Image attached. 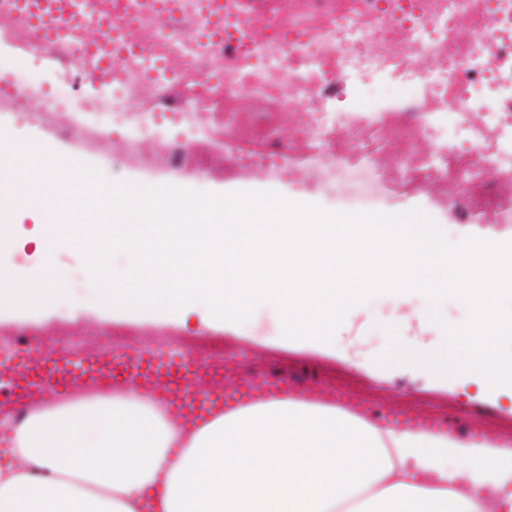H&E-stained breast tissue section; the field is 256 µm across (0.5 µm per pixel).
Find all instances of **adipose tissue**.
I'll use <instances>...</instances> for the list:
<instances>
[{"label":"adipose tissue","mask_w":512,"mask_h":512,"mask_svg":"<svg viewBox=\"0 0 512 512\" xmlns=\"http://www.w3.org/2000/svg\"><path fill=\"white\" fill-rule=\"evenodd\" d=\"M0 435V512H512V448L285 395L180 428L123 386Z\"/></svg>","instance_id":"ef3b65f1"}]
</instances>
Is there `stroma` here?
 Wrapping results in <instances>:
<instances>
[{"label":"stroma","mask_w":512,"mask_h":512,"mask_svg":"<svg viewBox=\"0 0 512 512\" xmlns=\"http://www.w3.org/2000/svg\"><path fill=\"white\" fill-rule=\"evenodd\" d=\"M13 28V22L0 21V70L7 68L21 75L30 87H54L57 80L54 65L35 61L14 46L11 41ZM33 105L34 117L20 119L12 114L7 102L0 99V125L12 128L22 143L33 142L51 154L95 165L108 179L177 183L213 193L245 181L244 176L234 170L211 167L209 156L215 152V145L204 146L195 164L183 173L173 174L162 168L146 169L132 164L125 150L115 148L111 143L92 142L81 132L68 138L61 137L55 124L44 115L47 97H36ZM317 200L322 207L333 211L401 213L417 208L437 223L446 225L452 240L482 233L512 237V223H489L478 210L471 213L467 223H460L455 211L439 209L430 193L396 183L389 184L370 203L350 200L341 194H321ZM42 211V204L36 202L21 215L27 236L25 244L0 251V267L11 275L34 278L40 273L32 255L35 238L47 230L46 225L37 221ZM399 323L392 302L376 296L362 304L354 315L352 332L337 333L330 346L316 348L300 342H281L271 328L259 332L248 327L213 325L197 313L180 317L154 313L145 317L135 312L114 315L91 308L76 316L65 305L46 312L32 310L14 314L7 309L0 311V332H35L49 344L58 328L66 324L88 336L124 337L125 342L118 353L125 357L141 354L151 343L179 338L202 350L227 352L256 366L276 363L287 367L294 375L313 373L336 392L366 401L382 411H438L454 421L463 409L468 421L483 428L489 438L498 442L511 439L512 399L489 394L464 375L443 382L421 369H390L376 365V358L388 345V326L399 328ZM398 337L404 341L410 334L399 328Z\"/></svg>","instance_id":"obj_1"}]
</instances>
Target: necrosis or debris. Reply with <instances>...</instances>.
I'll return each instance as SVG.
<instances>
[{"label": "necrosis or debris", "instance_id": "4bbe7bcc", "mask_svg": "<svg viewBox=\"0 0 512 512\" xmlns=\"http://www.w3.org/2000/svg\"><path fill=\"white\" fill-rule=\"evenodd\" d=\"M201 0H173L157 16L155 0H122L134 17L129 32L145 51L119 62L110 76L129 96L149 99L147 112H109L112 129L138 127L155 141L130 157L144 168L190 167L204 143H224V165L250 175L294 182L304 191L340 193L354 199L379 195L393 177L404 185L447 190L461 182L472 193L459 210H486L492 223L512 222V0H224L226 30L235 44L202 33ZM473 30L458 43L462 21ZM14 40L35 60L61 70L93 62L72 50L76 36L60 27L56 38L36 37L17 24ZM429 56L433 71L418 69ZM202 72H195L196 64ZM408 86V98H388L366 109H344L352 90L374 81ZM101 99L74 100L55 86L49 110L58 132L69 136L66 118L81 112L98 128ZM309 157L306 165L291 155ZM121 337L109 345L77 346L59 337L56 356L82 362H114ZM45 345L33 333L0 336V361L25 358L40 366ZM239 378L257 395L281 383L308 395L311 379L267 366H226L209 356L211 388Z\"/></svg>", "mask_w": 512, "mask_h": 512}]
</instances>
